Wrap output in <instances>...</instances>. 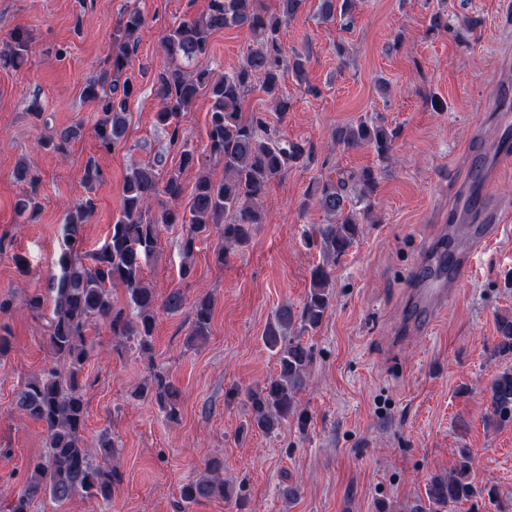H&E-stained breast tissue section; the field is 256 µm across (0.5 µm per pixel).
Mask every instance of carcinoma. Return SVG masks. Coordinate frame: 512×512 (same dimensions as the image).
Returning <instances> with one entry per match:
<instances>
[{"instance_id":"carcinoma-1","label":"carcinoma","mask_w":512,"mask_h":512,"mask_svg":"<svg viewBox=\"0 0 512 512\" xmlns=\"http://www.w3.org/2000/svg\"><path fill=\"white\" fill-rule=\"evenodd\" d=\"M355 3L356 0H320L319 14L325 21L337 17L349 20ZM302 5L303 0H280L279 11L269 14L259 0H208L204 14L182 20L162 37L161 51L177 66H164L154 75L160 96L155 119L169 142L179 146L178 163L162 173L164 162L160 157L128 172L119 217L88 264L81 260L78 246L81 228L94 212V199L83 198L64 219L58 271L49 278L46 289L28 295L24 301L30 311L48 315L52 360L50 367L27 380L15 397L18 411L45 427V450L33 463L6 512H31V504L38 499L47 498L60 505L76 495L106 506L112 503L115 487L122 481V474L111 463L112 439L104 432L89 446L82 435L86 400L81 377L92 351L87 331L92 323L103 322L114 338L132 342L142 351L151 349L158 310L177 314L185 308L181 290L173 289L160 298L145 282L143 267L158 247L162 228L175 224L187 227L184 260L179 268L182 279L192 276L195 240L210 235L214 229L224 240V247L217 253V261L222 264L229 250L246 247L256 226L263 223L259 200L269 181L310 159L311 150L303 144L270 135L264 112L253 111L247 116L241 112L245 91L256 84L269 97L275 111L282 115L288 111V100L279 96L286 66L281 32ZM146 27V17L140 10H127L112 32V50L104 60V71L90 77L82 90L83 99L101 111L96 135L99 147L106 151L126 134L128 99L136 90L132 75L128 74L129 57ZM231 27L255 35L257 47L235 71L216 80L206 67L210 38ZM30 48V36L15 31L0 49V67H19L27 60ZM202 91L211 101L207 131L210 159L223 165L224 174L219 179L200 174L187 205L181 207L179 202L185 193L182 173L196 166L198 158L189 149L180 117ZM76 134L74 127L63 128L42 147L63 154ZM395 138V132L366 122L340 126L335 132L336 142L348 146L366 144L383 159L390 156ZM12 176L30 188L19 198L16 209L19 216L31 218L39 209L40 177L24 162L16 165ZM102 178L99 166L87 161L85 187L93 190ZM377 185V173L366 168L334 182L314 183L301 201L302 208L316 205L333 220L315 224L304 234L305 245L317 248L322 262L310 271L309 292L301 312L297 314L284 306L265 328L263 341L276 358L277 373L248 391V429L271 434L291 419L300 426L305 424L307 414L299 409L297 395L310 381L313 351L302 342V335L317 329L332 305V265L357 242L362 224L372 214ZM115 286L126 292V302L121 306L112 303L110 289ZM212 315L211 296L204 295L194 302L190 308L189 344L207 341ZM497 334L494 353L512 355V316L497 320ZM131 396L155 403L171 422L181 417L179 391L162 374L156 373L151 381L135 387ZM485 422L498 428L512 424V368L492 380ZM471 463V455L465 450L451 472L428 480V512H448L450 507L483 495L495 504L497 512H512V503L499 498L494 489L474 484ZM223 475L224 461L210 459L195 479L182 486L181 500L190 504L224 497Z\"/></svg>"}]
</instances>
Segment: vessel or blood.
<instances>
[{"label": "vessel or blood", "mask_w": 512, "mask_h": 512, "mask_svg": "<svg viewBox=\"0 0 512 512\" xmlns=\"http://www.w3.org/2000/svg\"><path fill=\"white\" fill-rule=\"evenodd\" d=\"M495 156L496 167L512 164V112L502 107L495 114ZM495 169L488 167L482 154L470 156L457 204L448 211L449 223L466 225V234L451 240L449 250H430L418 260L407 328L431 326L447 313L459 292L462 273L485 253L501 225L512 221V207L494 198L489 190Z\"/></svg>", "instance_id": "vessel-or-blood-1"}]
</instances>
